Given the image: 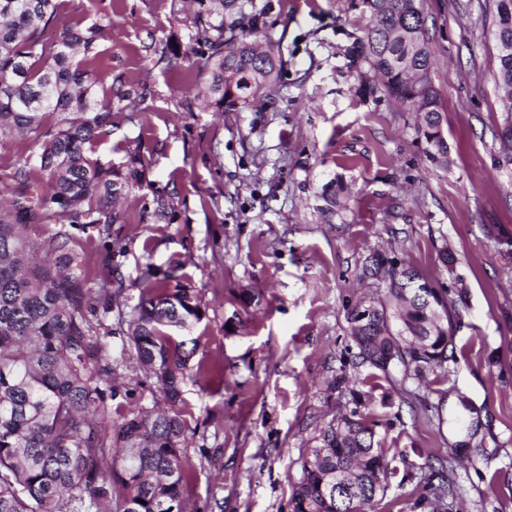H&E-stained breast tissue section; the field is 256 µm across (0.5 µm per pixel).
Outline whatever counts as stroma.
Segmentation results:
<instances>
[{
    "label": "stroma",
    "mask_w": 512,
    "mask_h": 512,
    "mask_svg": "<svg viewBox=\"0 0 512 512\" xmlns=\"http://www.w3.org/2000/svg\"><path fill=\"white\" fill-rule=\"evenodd\" d=\"M432 82L444 107L449 163H431L405 106L361 101L348 49L366 15L360 0H277L288 86L276 108L185 112L184 66L155 62L146 47L176 28L171 0H72L62 21L111 16L100 66L147 81L154 96L112 117L98 154L139 153L153 187L177 193L171 223L142 209V190L120 200L124 221L103 229L57 217L28 225L34 261L59 232L82 259L88 287L121 282L119 312L137 304L147 270L199 295L195 360L208 380L183 385L188 512H289L301 461L351 389L386 450L380 512H512V254L485 229L512 235V164L490 129L499 112L493 80V0H425ZM342 179L345 207L325 217L319 192ZM447 245L468 308L455 324L447 371L394 385L356 367L347 312L373 296L358 281L371 252L405 246L420 273L447 281ZM116 313L92 318L112 363V419L161 409L154 379L124 349ZM447 461L454 485L439 502L425 463Z\"/></svg>",
    "instance_id": "1"
}]
</instances>
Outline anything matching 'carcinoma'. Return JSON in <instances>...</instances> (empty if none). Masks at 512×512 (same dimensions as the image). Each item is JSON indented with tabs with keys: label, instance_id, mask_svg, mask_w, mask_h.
<instances>
[{
	"label": "carcinoma",
	"instance_id": "carcinoma-1",
	"mask_svg": "<svg viewBox=\"0 0 512 512\" xmlns=\"http://www.w3.org/2000/svg\"><path fill=\"white\" fill-rule=\"evenodd\" d=\"M65 0H0V138L32 141L36 157L20 156L7 177L14 182L9 205L0 203V512H186L182 384L204 374L190 366L186 341L204 314L192 289L146 277L127 324L130 356L156 379L166 400L161 416H125L106 432L112 389L103 386L112 364L88 314L94 297L112 311V289L95 295L76 273L81 258L62 241L47 265L30 262L21 228L50 212L63 223L102 224L123 220L117 197L145 181V164L128 152L119 161L96 155L100 138L112 134V113L132 112L152 96L144 84L121 76L105 79L92 68L114 22L59 23ZM367 22L355 38L351 66L366 63L373 77L358 73L355 93L392 98L415 113L417 139L427 158L448 162L442 134L443 107L432 79L428 15L424 0H362ZM184 29L151 43L156 63L186 60L200 84L178 102L184 112H242L253 101L282 97L287 63L276 36L273 0H188ZM495 43L512 44V0H495ZM494 80L512 99V54L496 52ZM491 130L501 157L512 163V106L499 104ZM336 182L321 198L325 211L341 207ZM144 210L154 219L174 211L173 198L152 192ZM374 252L359 276L380 280L384 294L355 303L347 313L358 366L372 377L396 381L444 369L454 352V317L467 308L441 287L419 302L395 279L420 276L407 258ZM454 284L457 259L448 245L437 250ZM333 419L320 445L302 463L290 512H374L388 480L385 449L374 446L368 416L358 407ZM338 473L344 500L329 484Z\"/></svg>",
	"mask_w": 512,
	"mask_h": 512
}]
</instances>
